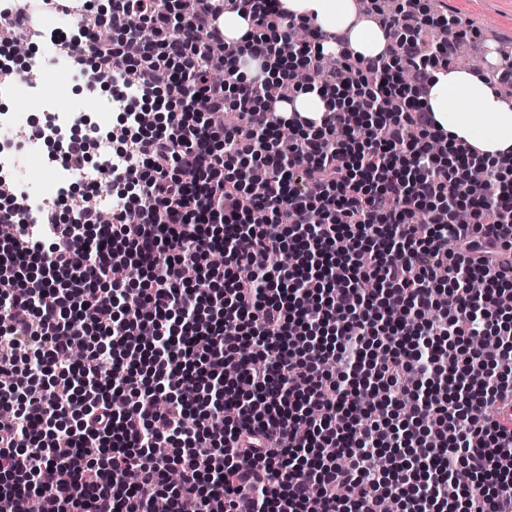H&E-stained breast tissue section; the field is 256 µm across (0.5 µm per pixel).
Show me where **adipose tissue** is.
Returning a JSON list of instances; mask_svg holds the SVG:
<instances>
[{
	"label": "adipose tissue",
	"instance_id": "obj_1",
	"mask_svg": "<svg viewBox=\"0 0 512 512\" xmlns=\"http://www.w3.org/2000/svg\"><path fill=\"white\" fill-rule=\"evenodd\" d=\"M289 13L310 19L328 36L342 33L349 49L366 58L384 53V31L356 18L354 0H279ZM427 105L434 121L449 137L498 157L512 153V105L504 102L472 70L439 67L433 70Z\"/></svg>",
	"mask_w": 512,
	"mask_h": 512
}]
</instances>
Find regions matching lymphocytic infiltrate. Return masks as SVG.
Wrapping results in <instances>:
<instances>
[{"label":"lymphocytic infiltrate","mask_w":512,"mask_h":512,"mask_svg":"<svg viewBox=\"0 0 512 512\" xmlns=\"http://www.w3.org/2000/svg\"><path fill=\"white\" fill-rule=\"evenodd\" d=\"M360 2L388 52L335 35L329 76L323 34L278 0H35L76 12L49 35L84 38L76 71L125 65L143 95L163 71L193 94L38 226L0 208V512H512V156L484 159L427 110L461 30L424 0ZM241 6L242 44L218 45L212 20ZM245 55L279 69L280 94L237 78ZM300 72L350 108L274 111ZM105 184L106 220L87 205Z\"/></svg>","instance_id":"lymphocytic-infiltrate-1"}]
</instances>
